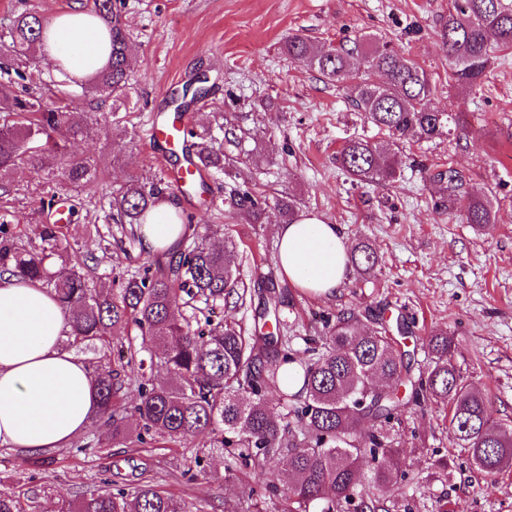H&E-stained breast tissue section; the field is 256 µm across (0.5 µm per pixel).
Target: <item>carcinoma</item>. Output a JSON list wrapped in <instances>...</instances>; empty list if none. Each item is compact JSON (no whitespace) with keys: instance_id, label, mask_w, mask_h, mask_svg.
Masks as SVG:
<instances>
[{"instance_id":"obj_1","label":"carcinoma","mask_w":512,"mask_h":512,"mask_svg":"<svg viewBox=\"0 0 512 512\" xmlns=\"http://www.w3.org/2000/svg\"><path fill=\"white\" fill-rule=\"evenodd\" d=\"M90 11L109 34L106 66L73 89L45 79L34 63L43 44L45 18L32 10L18 14L0 33V71L22 87V94L0 102V198L14 193L10 173L21 166L46 171L50 157L63 164L72 184L89 182L97 169L71 150L93 129L107 130L112 113L106 100L119 101L130 89L129 37L123 19L125 0H89ZM448 54V84L471 88L485 75L500 49L512 47V0H451L443 26ZM288 56L336 84H347L353 103L366 119L402 140H431L459 126L460 113L428 106L434 95L427 72L412 59L387 47L360 42L366 69L352 67L353 52L318 48L299 36L288 38ZM52 103L46 104L44 92ZM76 98L97 103L95 110L73 107ZM200 169L224 173L226 156L205 135L188 129ZM336 163L356 183L382 185L400 175L388 149L362 139L346 142ZM446 181L448 210L463 205L469 224H492L488 200L468 194L454 168L435 174ZM174 195L165 182L130 176L112 192L115 224H141L146 214ZM266 201L248 191L237 193V206L259 220ZM17 212L0 216V274L38 282L54 292L65 308L70 332L65 344L107 356L112 336L135 331L137 347L120 346L113 364L97 371L99 420L112 426V440L142 443V433L118 421V401L131 390L125 369L158 359L170 375L166 383L138 382L134 389L136 420L167 443L204 435L209 446L227 453V469L250 470L251 482L228 512H254L262 496L278 497L281 512H389L381 492L398 476L399 449L394 423L410 406L434 401L448 409L456 444L466 449L486 480H494L512 459V427L492 418L488 400L469 387L453 361L455 345L448 332L434 330L422 339L430 365L414 371L402 339L406 323L380 317L364 324L361 314L344 311L327 324L325 342L301 358L278 335L280 301L254 316L251 333L226 322L205 333L193 320L175 314L179 293L204 303L247 307V289L239 287L234 251L194 235L169 250L167 265L147 267L119 288H91L78 263L63 258L67 247L60 225L43 224L40 245L25 246L7 227ZM348 262L363 276L375 273L378 256L366 239L348 251ZM288 401L282 412L266 402L271 388ZM288 456V476L279 479L266 468L268 459ZM374 461L368 480L362 463ZM38 493L22 498L0 492V512H33ZM66 512H191L186 503L151 484L132 488L106 486L82 495Z\"/></svg>"}]
</instances>
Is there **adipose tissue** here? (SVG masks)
Returning a JSON list of instances; mask_svg holds the SVG:
<instances>
[{"instance_id": "1", "label": "adipose tissue", "mask_w": 512, "mask_h": 512, "mask_svg": "<svg viewBox=\"0 0 512 512\" xmlns=\"http://www.w3.org/2000/svg\"><path fill=\"white\" fill-rule=\"evenodd\" d=\"M48 51L62 79L87 78L101 69L108 50L94 35L80 0L54 13ZM170 200L150 211L140 227L146 252L162 250L186 232ZM278 265L294 286L331 297L348 271V243L339 225L317 214H300L276 227ZM67 314L40 284L0 276V446L42 453L68 447L93 424L98 410L94 374L62 351Z\"/></svg>"}]
</instances>
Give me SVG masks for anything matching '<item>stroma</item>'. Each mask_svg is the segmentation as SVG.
<instances>
[{"instance_id":"obj_1","label":"stroma","mask_w":512,"mask_h":512,"mask_svg":"<svg viewBox=\"0 0 512 512\" xmlns=\"http://www.w3.org/2000/svg\"><path fill=\"white\" fill-rule=\"evenodd\" d=\"M450 0H127L134 53L131 88L112 134L91 133L73 146L94 159L96 181L73 186L51 162L53 178L27 168L10 179L21 223L11 230L36 239L40 225L75 208L63 241L91 285L128 276L155 263L136 229L115 224L108 202L129 175H167L180 162L158 160L149 142L158 103L196 74L209 78L201 109L191 122L209 130L233 160L213 194L178 197L194 216V232L207 242L239 250L252 309L272 290L285 302L284 330L293 349L321 340L326 321L340 312H384L405 317L414 335L433 329L453 334L455 360L471 387L488 395L493 417L512 425V48L499 52L484 81L462 90L448 83V55L439 36ZM298 35L320 47L352 48L371 36L411 58L436 86L434 109L463 113L462 130L430 141H399L368 122L348 89L325 82L283 49ZM233 113L240 143L225 141L221 125ZM351 139L390 146L401 174L387 185H354L335 161ZM456 167L471 191L487 195L492 224L466 223L441 205L435 173ZM266 199L261 223L228 203L232 188ZM293 195L299 212L340 225L348 241L369 239L376 276L349 272L332 297L296 288L281 276L274 227L284 218L277 198ZM57 196L56 209L40 212L39 198ZM406 477L385 493L391 512H512V464L484 480L467 450L459 448L441 406L406 411L400 428ZM224 450L197 437L182 446L149 438L108 443L88 455L60 448L40 455L0 447V490H38L37 512H62L68 502L105 480L151 482L199 512H224L247 478L225 469Z\"/></svg>"}]
</instances>
